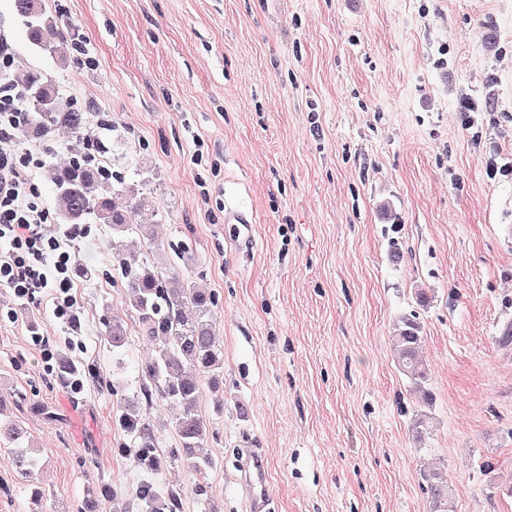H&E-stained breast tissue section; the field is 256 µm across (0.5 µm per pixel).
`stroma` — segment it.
<instances>
[{
    "label": "stroma",
    "mask_w": 512,
    "mask_h": 512,
    "mask_svg": "<svg viewBox=\"0 0 512 512\" xmlns=\"http://www.w3.org/2000/svg\"><path fill=\"white\" fill-rule=\"evenodd\" d=\"M68 63L32 49L12 0L0 37L15 67L89 109L104 159L181 277L218 300L224 406L205 402L199 476L170 456L173 411L141 406L163 459L145 476L116 421L152 352L124 300L107 225L76 239L80 327L49 297L17 305L0 286V420L27 431L49 512H112L151 478L180 512H256L249 447L271 498L263 512H431L424 468L447 470L455 512H512V0H46ZM474 99L465 125L458 104ZM256 238L239 251L227 202ZM416 315L429 369L430 429L392 353ZM127 329L122 347L106 321ZM54 351L45 366L33 337ZM85 390L71 398L64 365ZM209 502L194 493L199 479ZM31 488L0 446V512Z\"/></svg>",
    "instance_id": "35a3bbf8"
}]
</instances>
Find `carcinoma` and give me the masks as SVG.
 <instances>
[{
    "label": "carcinoma",
    "instance_id": "1",
    "mask_svg": "<svg viewBox=\"0 0 512 512\" xmlns=\"http://www.w3.org/2000/svg\"><path fill=\"white\" fill-rule=\"evenodd\" d=\"M13 9L21 20L29 44L42 52L65 59L61 53L62 32L46 14L44 0H13ZM14 80L26 92L25 108L30 113L29 129L45 134L51 128H66L72 138L87 143L90 152L73 157L61 168L49 170L61 219L66 224H82L92 218L112 228V259L126 288L125 301L135 313L142 332L154 345V353L142 366L141 396L146 402L158 398L177 408L173 427L179 448L173 455L183 459L200 475L215 467V461L202 451L210 429L201 413L206 400L202 380L210 379L211 400L215 407L224 406L218 393L217 376L224 365V354L212 329L216 297L211 290L185 281L167 270L162 263L150 264L132 250L126 241L133 238L154 240L147 224H131L114 202L116 188L112 172L95 158L99 147L89 133V113L63 101L56 87L40 72L19 69ZM54 111L43 112L46 103ZM422 327L413 315L401 316L393 324V347L399 369L411 383L419 409L412 429L421 439L427 434L429 415L425 408L432 397L427 388L428 373L420 358ZM105 336L112 347L119 348L127 336L124 325L114 321ZM117 420L132 436L135 456L147 471L160 469L155 436L138 401L126 399ZM0 442L14 448L18 473L30 475L38 468L37 453L26 446V436L11 423L0 422ZM422 481L430 497L431 512H455L448 473L425 470ZM179 494L161 492L149 481L139 484L129 499H112L113 512H178Z\"/></svg>",
    "mask_w": 512,
    "mask_h": 512
}]
</instances>
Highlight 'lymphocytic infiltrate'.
Here are the masks:
<instances>
[{"label":"lymphocytic infiltrate","mask_w":512,"mask_h":512,"mask_svg":"<svg viewBox=\"0 0 512 512\" xmlns=\"http://www.w3.org/2000/svg\"><path fill=\"white\" fill-rule=\"evenodd\" d=\"M14 59L0 41V285L16 300L35 302L48 294L53 314L70 329L80 325V307L73 293L76 255L69 241L86 230L50 223L49 210L30 171L42 168L40 153L20 150L18 135L27 126L24 92L10 77Z\"/></svg>","instance_id":"lymphocytic-infiltrate-1"}]
</instances>
